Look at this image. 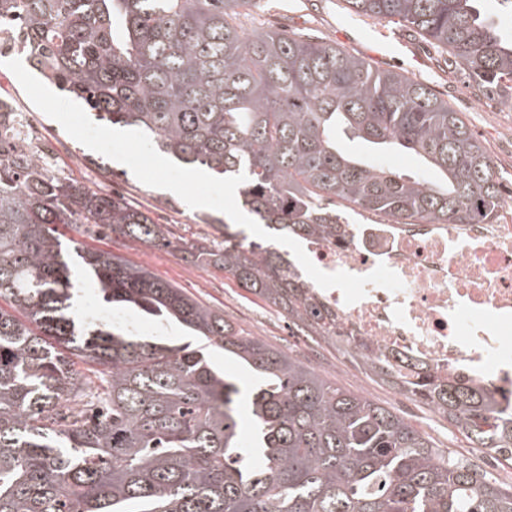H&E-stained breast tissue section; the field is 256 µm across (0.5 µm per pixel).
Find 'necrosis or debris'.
<instances>
[{
	"instance_id": "4bbe7bcc",
	"label": "necrosis or debris",
	"mask_w": 512,
	"mask_h": 512,
	"mask_svg": "<svg viewBox=\"0 0 512 512\" xmlns=\"http://www.w3.org/2000/svg\"><path fill=\"white\" fill-rule=\"evenodd\" d=\"M304 250L327 273L363 276L383 263L404 283L367 285L351 305L339 289L314 287L344 336L512 400V207L491 224H342Z\"/></svg>"
}]
</instances>
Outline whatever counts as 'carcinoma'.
<instances>
[{"label":"carcinoma","instance_id":"carcinoma-1","mask_svg":"<svg viewBox=\"0 0 512 512\" xmlns=\"http://www.w3.org/2000/svg\"><path fill=\"white\" fill-rule=\"evenodd\" d=\"M416 30L512 101V35L483 0H346ZM261 0H0L28 58L101 121L218 176L240 173L241 206L293 238L331 236L359 208L394 224H490L502 178L461 113L427 86L335 43L246 30ZM405 150L424 180L360 159ZM175 247L231 275L382 381L448 418L471 447L512 460V413L481 383L418 362L372 357L342 338L284 253L224 225L173 242L121 194L53 174L0 136V512H512V488L430 440L369 396L323 379L289 353L110 251L62 249L56 225ZM108 305L174 320L192 348L77 316L71 263ZM224 350L257 381L242 390L211 363ZM90 365L79 374L69 355Z\"/></svg>","mask_w":512,"mask_h":512}]
</instances>
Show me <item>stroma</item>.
<instances>
[{
	"label": "stroma",
	"mask_w": 512,
	"mask_h": 512,
	"mask_svg": "<svg viewBox=\"0 0 512 512\" xmlns=\"http://www.w3.org/2000/svg\"><path fill=\"white\" fill-rule=\"evenodd\" d=\"M263 3V10L248 20V28L326 36L378 69L402 72L427 85L455 111L462 113L487 148L504 186L512 189V106L481 95L471 78L450 65L447 55L439 53L430 42L411 29L357 15L346 0H263ZM9 59V54L0 53V95L11 98L16 111L25 115L29 125L46 135L54 149L49 157L53 173L77 177L91 188L104 192L124 194L132 202L150 209L159 223L168 226L173 237L190 240L208 234L223 240V226L200 223L201 209L188 207L168 190L141 183L125 165L72 138L58 122L31 102L7 68ZM61 233L62 242L76 239L88 247L110 251L183 288L188 295L224 315L249 335L296 355L323 378L370 396L428 436L434 447L471 459L479 469L494 470L493 457L476 456L466 438L445 417L382 383L364 367L350 363L332 344L319 338L290 335L287 317L240 288L230 275L211 267L189 264L173 249L151 248L123 238L80 236L66 226Z\"/></svg>",
	"instance_id": "1"
}]
</instances>
